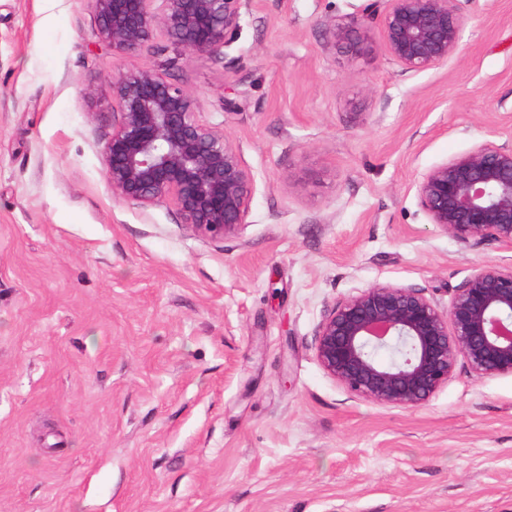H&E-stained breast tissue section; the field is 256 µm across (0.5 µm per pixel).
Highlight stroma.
<instances>
[{"label":"stroma","mask_w":512,"mask_h":512,"mask_svg":"<svg viewBox=\"0 0 512 512\" xmlns=\"http://www.w3.org/2000/svg\"><path fill=\"white\" fill-rule=\"evenodd\" d=\"M370 0H251L236 41L117 53L86 0H0V512H512V375L457 362L418 407L319 364L376 283L448 305L512 249L462 248L416 190L512 145V0H456L460 53L403 71ZM342 19L359 52L323 23ZM162 70L254 176L236 235L108 189L115 74Z\"/></svg>","instance_id":"35a3bbf8"}]
</instances>
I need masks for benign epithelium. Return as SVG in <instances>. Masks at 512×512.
<instances>
[{"label":"benign epithelium","instance_id":"1","mask_svg":"<svg viewBox=\"0 0 512 512\" xmlns=\"http://www.w3.org/2000/svg\"><path fill=\"white\" fill-rule=\"evenodd\" d=\"M88 0L102 41L136 51L156 31L186 57L215 56L241 28L250 0ZM380 41L404 71L441 67L460 49L456 0H384ZM335 42L359 50L341 19L325 23ZM119 124L104 148L107 184L122 200L169 201L183 223L212 239L238 233L254 178L224 131L197 118V100L159 70L118 73ZM429 223L466 247H512V147L484 142L420 175ZM323 369L352 396L394 407L427 402L448 384L457 359L474 376L512 375V264H483L448 307L421 288L377 283L333 306L315 338Z\"/></svg>","mask_w":512,"mask_h":512}]
</instances>
